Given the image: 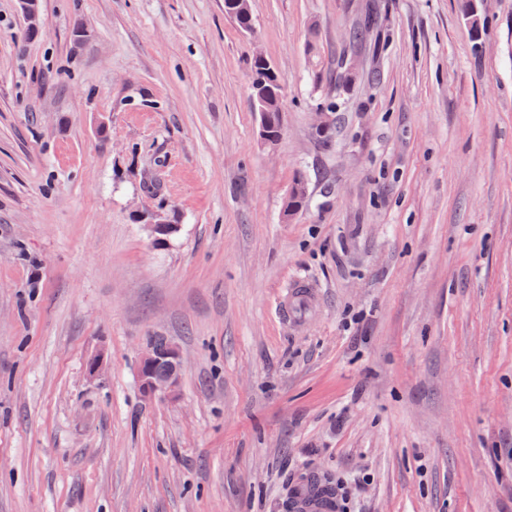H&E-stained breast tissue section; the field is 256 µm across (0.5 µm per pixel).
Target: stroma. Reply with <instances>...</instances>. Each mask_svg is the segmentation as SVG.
<instances>
[{
    "instance_id": "obj_1",
    "label": "stroma",
    "mask_w": 512,
    "mask_h": 512,
    "mask_svg": "<svg viewBox=\"0 0 512 512\" xmlns=\"http://www.w3.org/2000/svg\"><path fill=\"white\" fill-rule=\"evenodd\" d=\"M368 1L0 0V512H512V0ZM251 71L252 74L261 79L265 87L269 89L268 100L263 107L268 112H272L273 123L275 125L278 123L281 124V88L275 74L271 71L270 66L258 56L254 57L251 61ZM164 361L167 365L159 364ZM156 367L157 373L154 370ZM181 361L177 347L168 342L163 347L147 344L141 354L139 382L142 394L147 399L156 396H175L181 378ZM291 512H335L336 500L328 492L309 483H300L293 495Z\"/></svg>"
}]
</instances>
